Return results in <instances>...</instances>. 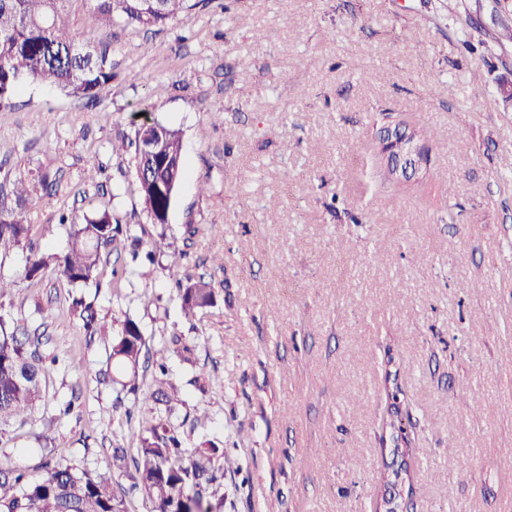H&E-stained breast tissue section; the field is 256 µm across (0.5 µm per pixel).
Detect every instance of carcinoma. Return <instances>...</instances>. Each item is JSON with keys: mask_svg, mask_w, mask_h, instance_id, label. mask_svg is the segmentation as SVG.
<instances>
[{"mask_svg": "<svg viewBox=\"0 0 512 512\" xmlns=\"http://www.w3.org/2000/svg\"><path fill=\"white\" fill-rule=\"evenodd\" d=\"M71 0H0V106L7 105L27 81L56 87L77 100H95L104 87L118 77L110 53L111 29L123 26L161 31L191 8L190 0H83L87 6L88 38L74 39L68 4ZM150 140L159 148V160L148 166L150 177L138 182L139 195L151 224L157 228L145 259L152 263L168 253L166 224L179 183L185 174V153L177 130L153 121L139 124L134 137L112 144V153L129 152L135 167L144 163L140 144ZM31 193L28 178L12 181L16 207H0V255L31 243L33 225L27 223L25 205ZM129 227L121 224L104 206L71 225L68 247L61 253L45 255L31 251L25 278L34 280L52 267L71 286L85 288L101 284L104 264L111 254L121 256ZM182 309L187 316L216 304V288L203 276L186 275L177 282ZM77 318L88 340L104 338L93 304L83 296H71L68 308ZM45 333H30L0 322V432L13 422L33 418L45 399L43 380L49 366L40 347L49 342ZM146 340L139 325L126 320L120 333L111 340V363L100 370L97 382L107 386L118 382L116 369L136 378ZM193 346L181 336L172 335L167 343L152 352L155 367L154 389L150 398L170 414L177 401L167 385V360L181 356L189 360ZM392 453L406 455L413 441L404 428L390 424ZM138 441L137 456L127 450H112V469L134 468L133 487L146 492L156 512H214L212 503L218 477L212 467L224 450L215 444L188 450L184 434L153 417L132 432ZM46 475L31 483L19 466L0 465V512H125V501L112 484V476L78 472L71 466L46 464Z\"/></svg>", "mask_w": 512, "mask_h": 512, "instance_id": "obj_1", "label": "carcinoma"}]
</instances>
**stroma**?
<instances>
[{"mask_svg":"<svg viewBox=\"0 0 512 512\" xmlns=\"http://www.w3.org/2000/svg\"><path fill=\"white\" fill-rule=\"evenodd\" d=\"M507 27L512 7L498 0H211L159 32L113 28L118 77L97 101L28 82L0 108V185L29 179L46 254L67 246L63 213L80 224L107 205L148 224L132 159L112 143L143 112L179 131L174 255L87 294L108 339L131 319L148 348L174 333L194 342V364L168 362L180 398L168 421L189 447L223 448V512H375L397 420L416 445L399 512H512ZM373 69L383 79L363 81ZM384 109L442 134L429 177L390 195L373 124ZM214 253L218 303L187 319L176 282ZM28 254L0 258L15 283L0 321L38 328L39 306L54 302L44 354L55 365L34 420L0 436V464L37 479L48 459L128 487L112 450H136L132 431L155 415L152 371L139 369L135 393L98 386L108 339L86 343L55 271L24 279ZM77 382L74 412L57 418Z\"/></svg>","mask_w":512,"mask_h":512,"instance_id":"obj_1","label":"stroma"}]
</instances>
